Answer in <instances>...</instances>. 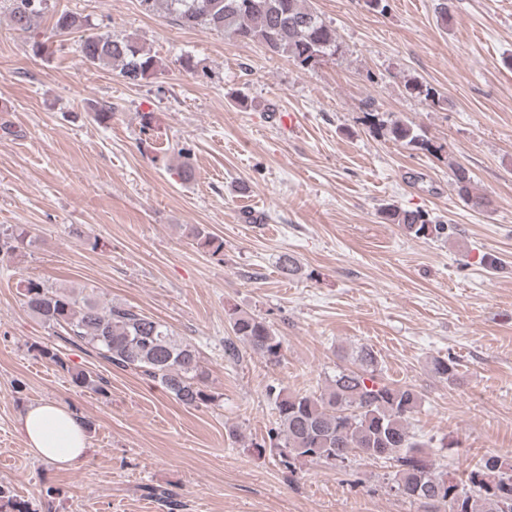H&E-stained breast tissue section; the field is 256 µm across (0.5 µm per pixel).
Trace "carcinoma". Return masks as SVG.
Segmentation results:
<instances>
[{"instance_id":"carcinoma-1","label":"carcinoma","mask_w":512,"mask_h":512,"mask_svg":"<svg viewBox=\"0 0 512 512\" xmlns=\"http://www.w3.org/2000/svg\"><path fill=\"white\" fill-rule=\"evenodd\" d=\"M46 0H12L10 15L14 31L32 40L34 55H51L53 37L82 31L77 15L56 16L52 33L38 39L35 23L43 14ZM147 13L160 10L187 27L220 32L240 42H256L274 55L285 56L302 68H312L323 58L336 55V29L327 24L306 0H140ZM79 53L83 63L96 67H120V74L135 83L156 70L154 56L129 39L109 33L84 32ZM406 89L433 103L439 92L416 81ZM387 135L395 142L438 151L413 126L394 122ZM457 195L476 208L485 199L474 191L470 171L451 165ZM385 219L401 224L417 238L445 232L419 210L389 208ZM185 235L197 248L217 255L224 240L201 224L185 225ZM26 232L17 226L0 228V254H10L24 244ZM17 288L28 312L43 324L60 330L72 345H86L98 357L121 369L140 372L174 399L190 407L217 400L209 389V375L195 344L176 335L163 322L132 308L102 302L92 295L79 297L70 291L26 278ZM227 319L234 338L224 341V355L233 362L242 358L241 348L269 362L281 356L282 339L261 318L231 309ZM46 361L66 370L75 384L103 392L104 380L97 374L67 365L59 350L34 346ZM357 368H344L319 392L295 393L275 385L267 386L276 411L275 426L267 436L269 446L281 465L291 470L299 462L347 468L358 461L390 464L389 490L411 502L428 505L436 512H512V457L489 453L462 475L448 471V465L428 452L432 441L419 439L412 420L420 411L423 397L417 387L389 383L381 376L375 352L362 347L356 354ZM433 368L447 381L457 379V363L437 359ZM0 512H35L9 486L0 483Z\"/></svg>"}]
</instances>
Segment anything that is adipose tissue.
Returning <instances> with one entry per match:
<instances>
[{
	"instance_id": "1",
	"label": "adipose tissue",
	"mask_w": 512,
	"mask_h": 512,
	"mask_svg": "<svg viewBox=\"0 0 512 512\" xmlns=\"http://www.w3.org/2000/svg\"><path fill=\"white\" fill-rule=\"evenodd\" d=\"M17 429L33 456L52 466L77 465L89 448L84 420L54 401L29 405Z\"/></svg>"
}]
</instances>
